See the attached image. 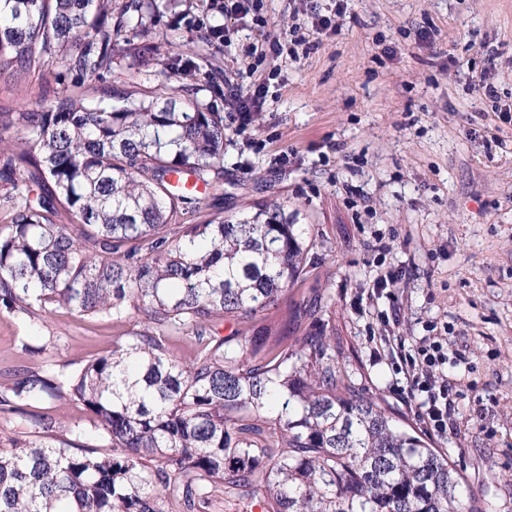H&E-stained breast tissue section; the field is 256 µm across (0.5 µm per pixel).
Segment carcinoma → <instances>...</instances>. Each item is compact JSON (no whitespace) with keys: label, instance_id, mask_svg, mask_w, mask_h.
<instances>
[{"label":"carcinoma","instance_id":"carcinoma-1","mask_svg":"<svg viewBox=\"0 0 512 512\" xmlns=\"http://www.w3.org/2000/svg\"><path fill=\"white\" fill-rule=\"evenodd\" d=\"M113 0H0V81L25 88L54 60L112 70ZM144 27L156 0H131ZM157 47L125 57L153 64ZM187 59L154 90L62 94L46 111H0V309L139 329L68 371L26 370L0 405L67 398L110 440L25 438L0 448V512H206L213 487L264 512H485L447 454L336 365V337L285 325L219 336L217 324L278 307L305 274L310 225L276 200L182 223L224 188V113L190 96ZM190 343L181 357L175 340Z\"/></svg>","mask_w":512,"mask_h":512}]
</instances>
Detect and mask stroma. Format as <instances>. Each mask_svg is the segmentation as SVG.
<instances>
[{
    "instance_id": "stroma-1",
    "label": "stroma",
    "mask_w": 512,
    "mask_h": 512,
    "mask_svg": "<svg viewBox=\"0 0 512 512\" xmlns=\"http://www.w3.org/2000/svg\"><path fill=\"white\" fill-rule=\"evenodd\" d=\"M114 2L117 49L150 40L159 47L152 66L124 62L91 80L49 61L26 90L0 82V110H38L103 85L150 87L160 70L196 61L190 87L224 114L225 194L206 208L186 205L185 223L275 200L310 225L313 262L293 296L318 306L299 335L335 337L337 364L417 429L395 339L440 341L448 361L436 372L457 392L458 432L427 440L458 464L485 512H512V119L475 89L489 74L512 106V0H350L340 31L321 36L308 57L270 56L250 76V18L235 21L230 41L207 45L205 28L224 21L208 0L157 14L147 36L122 21L126 0ZM423 31L432 42L419 40ZM265 79L260 118L238 129L224 108L227 88ZM388 271L399 272L398 287L375 296ZM137 328L133 318L115 324L63 308L35 319L2 311L0 386L27 368L62 370L110 351ZM24 408L0 406V448L36 434L30 418L43 413L63 432L82 429L88 445H109L71 401Z\"/></svg>"
}]
</instances>
